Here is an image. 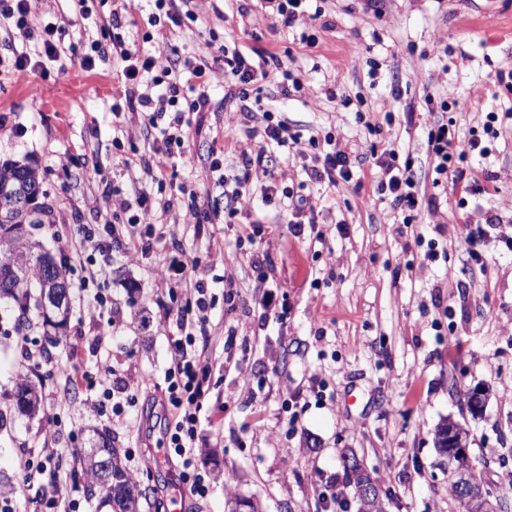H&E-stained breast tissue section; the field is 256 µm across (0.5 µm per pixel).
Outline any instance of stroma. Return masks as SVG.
I'll return each mask as SVG.
<instances>
[{"label": "stroma", "mask_w": 512, "mask_h": 512, "mask_svg": "<svg viewBox=\"0 0 512 512\" xmlns=\"http://www.w3.org/2000/svg\"><path fill=\"white\" fill-rule=\"evenodd\" d=\"M166 6L181 17L172 38L179 58L207 72L210 103L188 115L185 161L147 191L158 198L197 194L208 215V226L188 234L182 248L198 259L214 295L205 340L212 371L197 440L211 492L201 499L184 486L172 498L173 470L153 461L173 421L160 395L176 327L163 315L185 301L157 289L154 269L171 262L174 250L162 244L132 262L113 243L104 257L110 276L97 281L71 254L84 225L101 221L92 197L106 187L137 196L125 164L148 154L154 139L139 102L124 95L120 62L109 58L89 71L81 58L96 41L133 43L144 55L164 52L148 22L154 0H34V16L57 25L59 53L25 74L15 71L14 56L37 53L40 42L22 37L14 22L0 23V124L13 130L0 136V162L38 168L50 213L33 235L65 267L71 286L64 334L54 341L34 326L29 346L53 362L69 356L92 371L107 358L119 372L147 378L136 404L113 416L111 406L92 403L90 391L25 357L14 330L17 311L1 303L0 492L10 493L14 512H32L35 492L22 464L51 448V465L68 490L65 512H94L79 451L103 431L137 475L140 512H227L231 497L260 502L263 512H357L341 460L347 450L377 480L386 512H465L448 492L446 459L434 442L437 426L451 418L469 430L473 464L503 512H512V251L497 239L512 232V128L503 127L489 156L464 165L472 183L496 173L490 195L462 209L457 193L427 178V133L435 123L454 120L464 135L481 130L487 112L512 107V94L496 82L498 73L512 72V0H321L289 27L263 0ZM304 33L313 44L301 41ZM228 47L255 66L258 51H274L261 101L277 105L301 142L329 134L357 156L353 179L334 186L309 181L294 155L276 159L279 186L316 204L317 221L301 236L257 189L243 208L259 224L254 241L239 243L224 232L211 151L223 148L224 172L237 175L242 152L253 148L243 133L224 141L225 127L241 118L224 109ZM284 69L302 83L288 97L278 88ZM91 83L99 92L88 91ZM444 99L453 102L451 112L439 109ZM122 125L132 128L131 137H120ZM389 147L412 160L421 197L436 199L423 206L418 223H400L390 198L378 192L375 156ZM489 211L507 223L488 229L479 264L467 233ZM256 252L266 256L260 272L250 259ZM98 293L112 302L101 316L115 309L122 315L102 344L98 318L87 310ZM230 334L236 349L228 355ZM22 379L38 390L32 418L15 407ZM474 387L487 392L478 420L463 400Z\"/></svg>", "instance_id": "1"}]
</instances>
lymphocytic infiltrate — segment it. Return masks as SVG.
<instances>
[{
  "label": "lymphocytic infiltrate",
  "instance_id": "obj_1",
  "mask_svg": "<svg viewBox=\"0 0 512 512\" xmlns=\"http://www.w3.org/2000/svg\"><path fill=\"white\" fill-rule=\"evenodd\" d=\"M116 55L123 64L122 75L128 86L140 84L144 75H152L154 85L163 89L159 99L143 94L139 97L142 107L147 108L149 125L159 126V139L151 147L150 162L141 165L140 170L146 180L162 182L165 171L173 166L175 148L183 147L190 137V123L186 112H197L206 107L209 98L198 94L188 108H180L179 102L187 90L194 85H205L206 72L202 66L185 64L183 77H175L172 64L166 63L158 56H141L135 48L125 46L124 42H113L111 47L93 43L90 54L84 55V68H94L97 61L106 59L107 55ZM259 77L255 67L238 51L231 52L224 58V79L229 90L224 95L225 101H238L239 110L246 120L251 121L247 135L256 142L255 156H244L242 165L245 171L268 177L270 164L277 152L296 147L297 136L292 135L287 119L273 110L256 113L248 104L252 88ZM499 115L487 113L482 135H471L469 139L457 136L453 121L440 122L429 129L427 151L432 157L433 187L463 185L465 175L463 164L475 152L486 154L490 151L489 143L498 139ZM310 149L305 154L304 171L309 181L336 184L338 181H351L355 162L352 153L335 147L332 136L325 138L310 137ZM396 149L384 150L376 164L383 169L384 176L379 181V189L388 196L403 223H414L415 212L419 206V193L415 188L414 171L411 164H399ZM266 202H277L280 209L290 217L289 229L293 235L304 232V226L315 221V207L309 197L295 194L293 190L280 189L276 183L268 182L264 188ZM167 202H150L146 194H139L135 199L112 196L113 215L127 214L129 235L126 251L130 258H138L153 249L154 221L156 213L167 210ZM157 282L169 285L187 286L191 289V298L187 307L177 311L175 325L176 336L170 343L171 365L165 373V387L162 391L164 406L176 412V419L166 436L164 446L169 460L180 467L181 481L190 483L192 490L199 496H206L209 486L205 481V469L195 454L200 414L205 398L204 383L210 369L209 359L197 345V335L202 332L207 321V311L213 299L208 281L201 277L195 260L178 264H161L155 269ZM66 379L72 384H86L87 387H108L113 394L136 395L145 383L142 376L128 374L117 375L110 361H103L97 378H89L68 370Z\"/></svg>",
  "mask_w": 512,
  "mask_h": 512
}]
</instances>
